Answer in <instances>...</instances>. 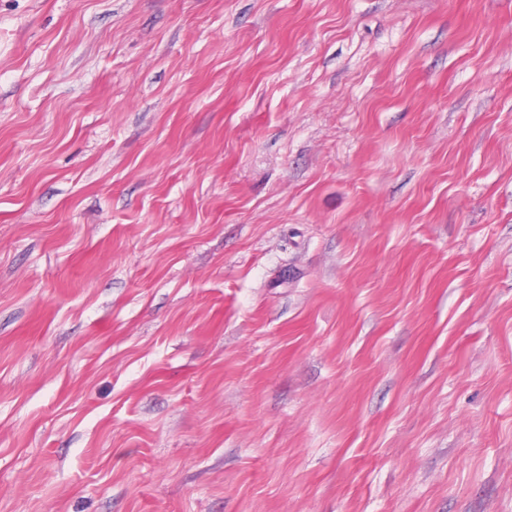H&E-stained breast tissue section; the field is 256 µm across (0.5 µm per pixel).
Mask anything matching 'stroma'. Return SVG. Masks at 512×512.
<instances>
[{
    "label": "stroma",
    "mask_w": 512,
    "mask_h": 512,
    "mask_svg": "<svg viewBox=\"0 0 512 512\" xmlns=\"http://www.w3.org/2000/svg\"><path fill=\"white\" fill-rule=\"evenodd\" d=\"M0 512H512V0H0Z\"/></svg>",
    "instance_id": "stroma-1"
}]
</instances>
